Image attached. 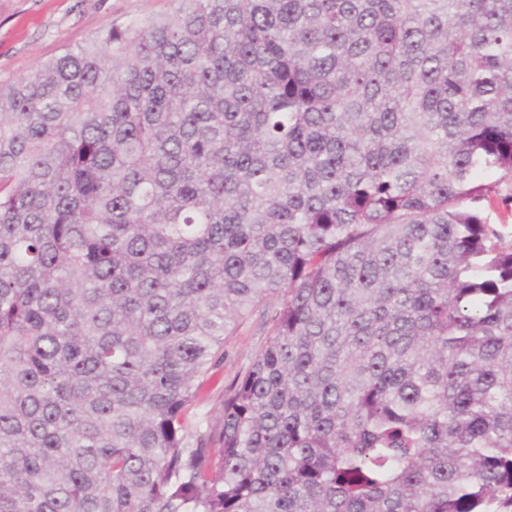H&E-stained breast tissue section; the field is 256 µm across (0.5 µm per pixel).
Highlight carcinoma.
<instances>
[{
    "label": "carcinoma",
    "mask_w": 512,
    "mask_h": 512,
    "mask_svg": "<svg viewBox=\"0 0 512 512\" xmlns=\"http://www.w3.org/2000/svg\"><path fill=\"white\" fill-rule=\"evenodd\" d=\"M172 2L0 80V512H512V0ZM499 179L500 174L497 172L485 175L484 183L496 185L493 186V191L491 192L495 203L491 208L488 207L485 201L480 204L485 208L490 223L507 224L503 227L502 231L505 235H510L512 232V184L507 181H499ZM267 328L258 313L244 320L224 339V359L209 371L199 396L190 409V424L194 427L201 419L214 425L221 416L224 389L235 377L243 373L254 356L267 341Z\"/></svg>",
    "instance_id": "obj_1"
}]
</instances>
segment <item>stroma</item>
<instances>
[{"mask_svg":"<svg viewBox=\"0 0 512 512\" xmlns=\"http://www.w3.org/2000/svg\"><path fill=\"white\" fill-rule=\"evenodd\" d=\"M171 0H0V78L31 74L65 48L85 43L110 24L169 11ZM267 341L259 315L224 340V358L209 372L190 410L191 423H217L224 389L243 373Z\"/></svg>","mask_w":512,"mask_h":512,"instance_id":"obj_1","label":"stroma"}]
</instances>
